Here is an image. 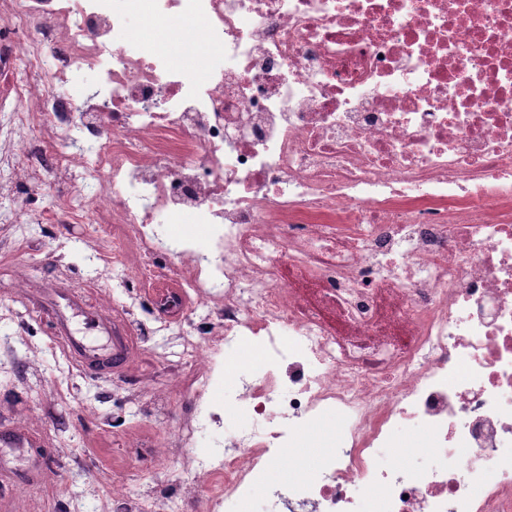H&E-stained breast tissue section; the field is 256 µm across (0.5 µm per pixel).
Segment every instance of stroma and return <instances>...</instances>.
Returning <instances> with one entry per match:
<instances>
[{
  "label": "stroma",
  "mask_w": 512,
  "mask_h": 512,
  "mask_svg": "<svg viewBox=\"0 0 512 512\" xmlns=\"http://www.w3.org/2000/svg\"><path fill=\"white\" fill-rule=\"evenodd\" d=\"M71 192L69 183L51 178L41 191L17 189L0 197V433L16 432L32 441L27 448L0 444V462L12 467L15 481L30 480L28 512H99L106 482L114 476L133 492L164 491L185 478L176 462L156 464L146 449L131 442L159 436L192 407V399L177 396L160 406L150 396L130 395L125 384L178 359L184 329L205 321L206 314L198 312L184 326L141 337L137 354L119 359L108 374L86 370L75 354L62 349L57 343L61 336L111 349V335L98 325L103 291L116 306L133 307L136 318H156L153 302L135 282L100 278L103 264L112 260V245L100 238L95 225L43 223V216L54 213ZM18 213L32 219L24 250L15 247L12 218ZM22 265L29 273L23 300L14 294L15 271ZM34 351L39 360L32 365L28 358ZM260 358L249 344L239 349L235 363L225 366L222 386L207 401L221 420L198 435V452L253 428L252 419L225 408L224 387L249 374ZM408 436L405 428H396L391 447L376 449L380 468L399 457L414 468L437 466V458L426 450L410 448ZM58 448L69 449L70 458L59 465L55 482L28 477L32 454L50 455Z\"/></svg>",
  "instance_id": "stroma-1"
}]
</instances>
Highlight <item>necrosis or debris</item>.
Wrapping results in <instances>:
<instances>
[{
	"instance_id": "obj_1",
	"label": "necrosis or debris",
	"mask_w": 512,
	"mask_h": 512,
	"mask_svg": "<svg viewBox=\"0 0 512 512\" xmlns=\"http://www.w3.org/2000/svg\"><path fill=\"white\" fill-rule=\"evenodd\" d=\"M192 25L127 50L128 20ZM81 71L93 94L64 93ZM0 196L46 178L112 239V267L218 322L135 393L195 407L154 440L188 480L110 512H512V0H0ZM208 229L155 265L159 225ZM262 360L224 404L264 429L202 454L204 408L242 342ZM336 415L315 459L313 433ZM414 425L431 471L379 469ZM288 473L262 486L269 467Z\"/></svg>"
}]
</instances>
